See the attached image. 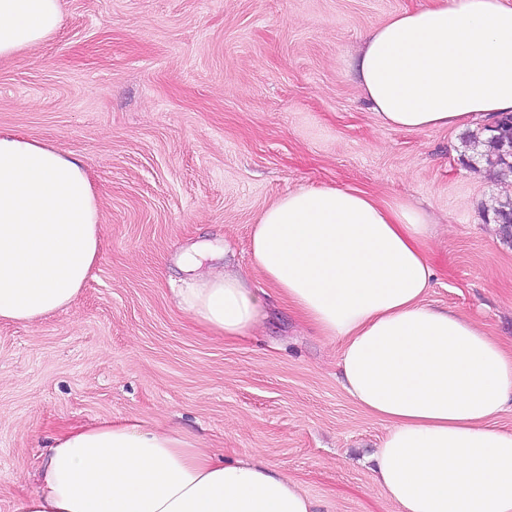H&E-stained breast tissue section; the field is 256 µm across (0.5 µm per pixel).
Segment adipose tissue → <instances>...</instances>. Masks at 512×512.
<instances>
[{
	"label": "adipose tissue",
	"instance_id": "1",
	"mask_svg": "<svg viewBox=\"0 0 512 512\" xmlns=\"http://www.w3.org/2000/svg\"><path fill=\"white\" fill-rule=\"evenodd\" d=\"M60 0H0V58L57 31ZM354 73L388 127L486 128L512 112V0H430L372 29ZM102 214L82 165L47 142L0 133V322L69 307L100 253ZM426 214L361 190L302 187L257 218L255 270L302 322L341 348L340 383L388 431L374 480L399 512H512V343L425 302ZM211 334L244 335L263 298L212 270L179 295ZM16 512H318L302 485L138 419L73 426Z\"/></svg>",
	"mask_w": 512,
	"mask_h": 512
}]
</instances>
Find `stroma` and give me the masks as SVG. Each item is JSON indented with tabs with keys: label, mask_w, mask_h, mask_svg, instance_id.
Masks as SVG:
<instances>
[{
	"label": "stroma",
	"mask_w": 512,
	"mask_h": 512,
	"mask_svg": "<svg viewBox=\"0 0 512 512\" xmlns=\"http://www.w3.org/2000/svg\"><path fill=\"white\" fill-rule=\"evenodd\" d=\"M427 0H61L46 43L0 58V132L79 159L101 250L72 305L0 323V512L35 487L59 431L141 419L299 481L320 512H399L374 482L387 425L339 381L340 345L307 330L252 268L264 208L305 186L408 201L433 224L428 303L512 341V243L490 223L501 178L462 161L470 128L381 125L351 64L367 33ZM248 273L265 316L240 338L177 303L179 256Z\"/></svg>",
	"instance_id": "obj_1"
}]
</instances>
